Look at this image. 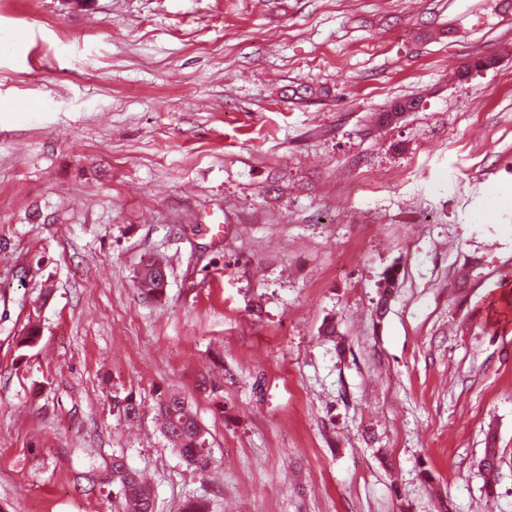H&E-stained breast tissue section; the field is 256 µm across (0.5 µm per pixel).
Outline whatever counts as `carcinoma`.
<instances>
[{"instance_id": "1", "label": "carcinoma", "mask_w": 512, "mask_h": 512, "mask_svg": "<svg viewBox=\"0 0 512 512\" xmlns=\"http://www.w3.org/2000/svg\"><path fill=\"white\" fill-rule=\"evenodd\" d=\"M397 274L396 267H390L380 284L382 291L376 304V311L379 314L384 313V306L393 294ZM166 286V267L153 256L143 257L137 274V288L146 296L158 299L163 296ZM115 407L119 416L129 422H134L140 417L141 403L131 394L116 400ZM154 411L157 427L172 449L188 464L202 470L206 469L209 465V455L205 448L204 430L188 399L178 393L162 392L156 397ZM501 461L500 450L496 448L495 438L492 437L479 462V469L485 479V490L489 496L496 492ZM107 482L117 488L119 501L124 505L125 512H154L152 488L129 467L123 457L112 458Z\"/></svg>"}]
</instances>
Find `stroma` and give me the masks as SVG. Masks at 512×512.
Returning <instances> with one entry per match:
<instances>
[{
	"mask_svg": "<svg viewBox=\"0 0 512 512\" xmlns=\"http://www.w3.org/2000/svg\"><path fill=\"white\" fill-rule=\"evenodd\" d=\"M0 36V512H119L116 455L155 512H512V6L0 0ZM167 286L166 267L153 256L141 259L137 274V288L148 297L158 299ZM154 411L157 427L172 449L189 465L206 469L209 455L205 433L188 399L174 392L159 393ZM502 458L499 448H496L495 438L491 436L487 448L484 449L483 457L479 462V469L484 476L485 490L488 496H493L496 492Z\"/></svg>",
	"mask_w": 512,
	"mask_h": 512,
	"instance_id": "stroma-1",
	"label": "stroma"
}]
</instances>
